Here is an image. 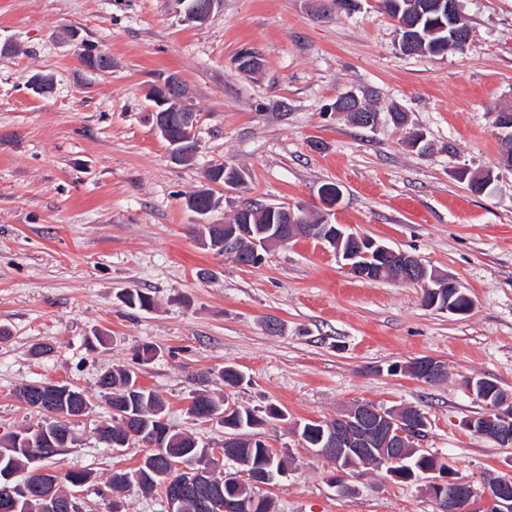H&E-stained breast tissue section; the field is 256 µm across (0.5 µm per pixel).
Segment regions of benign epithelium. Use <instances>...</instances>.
Listing matches in <instances>:
<instances>
[{
  "label": "benign epithelium",
  "mask_w": 512,
  "mask_h": 512,
  "mask_svg": "<svg viewBox=\"0 0 512 512\" xmlns=\"http://www.w3.org/2000/svg\"><path fill=\"white\" fill-rule=\"evenodd\" d=\"M439 11L448 13L452 27H459L462 11L459 0H439L435 4ZM85 66L101 75L112 72V60L104 52L98 51L87 55ZM332 110L347 114L352 121L365 128L375 125L377 118L373 112L366 111L356 93L349 91L336 97ZM155 129L164 138H170L167 114L159 111V107L151 108ZM271 211L280 213V221L272 224L264 231L267 238L258 241L250 233V224H207L204 216H199L201 234L213 233L224 229L225 255L236 256L232 252V240L235 237L249 239L252 252L242 263L244 267H253L263 259L262 249L270 243H287L297 238L313 239L324 246L332 248L336 258L344 262L351 273L362 280H370L377 267L385 264L392 269L395 279L418 284L423 288L424 305L439 312L457 316L469 314L474 306L472 297L463 291L450 276L437 272L429 273L428 268L420 259L405 251H396L370 237L349 231L343 224H334L322 216L318 223L311 224L305 211L291 207L270 206ZM445 364L432 357L420 359L416 363L415 378L427 383L436 384L446 377ZM489 380L480 378L469 382V389L478 395V399L486 404L487 412L467 422L473 432L489 437L503 446L512 445V402L507 401L501 393L500 386L490 390ZM46 421L40 427L44 440L53 443L57 440L54 420L59 415L51 408L48 399L37 401ZM124 424L121 429L127 436L140 439V443L157 451L159 444L156 435H145L138 429L133 416L123 414ZM428 427L427 416L418 409L374 408L365 403L350 407L336 417L324 421L321 433V448H306V451L319 457H334L336 476L333 484L342 494L349 492L345 477L355 469L353 462L358 459L374 458L386 467L388 479L398 480L407 469L411 460L416 457H429L431 452L423 447L424 432ZM222 473L224 488L232 492L242 485H250L257 489L268 486L276 478L286 474L285 469H276L270 465H255L245 472L233 468L224 469V453H211L205 468L190 459L167 460V464L154 471L159 478L158 485L165 489L167 512H180L184 496L181 487L189 485H208L215 472ZM423 483L426 493L434 500L438 512H512V478L492 475L487 477L480 491L460 480L451 463L441 468L434 466L424 468L418 477ZM209 512H243L247 503L227 494L213 496L207 503ZM28 512H69L71 502L60 501L51 493H43L27 500Z\"/></svg>",
  "instance_id": "benign-epithelium-1"
}]
</instances>
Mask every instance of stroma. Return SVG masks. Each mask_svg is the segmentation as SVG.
<instances>
[{
  "label": "stroma",
  "mask_w": 512,
  "mask_h": 512,
  "mask_svg": "<svg viewBox=\"0 0 512 512\" xmlns=\"http://www.w3.org/2000/svg\"><path fill=\"white\" fill-rule=\"evenodd\" d=\"M317 0H220L201 25L182 22L174 0H0V436L36 426L42 414L17 395L34 382L72 384L90 408L72 423L73 444L54 470L91 472L80 512H165L159 496L112 492V472L138 467L132 445L113 454L95 432L108 420L97 386L125 367L165 402L174 430L210 451L224 429L188 413L194 375L238 368L245 382L225 390L238 406H273L250 432L287 459L264 488L274 512H436L416 483L369 469L341 495L330 459L309 455L295 423L331 419L356 403L413 406L428 418L424 445L460 479L512 475V447L470 431L485 405L473 378L512 394V169L500 162L497 117L512 108V0H463L472 36L464 52L403 54L376 0L325 19ZM112 58L107 76L88 74L83 44ZM247 47L263 67L240 73ZM36 73L48 93L29 90ZM177 74L197 115V151L176 162L148 117L147 93ZM353 90L378 111L374 128L331 106ZM423 131L432 148L406 144ZM246 176L215 187L221 224L249 201L303 206L329 215L451 275L474 301L457 316L427 308L420 286L355 278L333 250L312 239L272 246L243 267L203 248L187 197L206 186L210 166ZM491 172L479 194L467 175ZM341 191L326 209L320 190ZM209 279H201L200 270ZM126 289L155 307L121 303ZM100 333L102 345L89 347ZM50 345L36 357L35 346ZM157 349L141 360L142 345ZM445 363L447 378L423 384L401 365Z\"/></svg>",
  "instance_id": "stroma-1"
}]
</instances>
